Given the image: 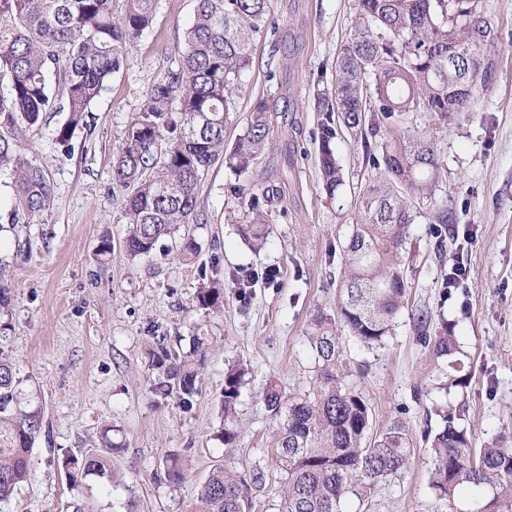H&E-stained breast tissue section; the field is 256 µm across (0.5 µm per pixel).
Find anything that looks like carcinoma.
I'll return each instance as SVG.
<instances>
[{
    "mask_svg": "<svg viewBox=\"0 0 512 512\" xmlns=\"http://www.w3.org/2000/svg\"><path fill=\"white\" fill-rule=\"evenodd\" d=\"M14 23L0 29V173L16 184L15 217L32 220L51 200L44 171L21 154L20 134L40 125L65 102L68 117L55 129V143L71 149L76 131L92 135L91 103L120 71L127 46L151 26L154 0H123L120 16L113 0H0ZM267 0H196L178 69L151 86L130 121L112 163V183L125 191L126 256L135 260L157 243L181 238V258L199 252L192 226L202 224L197 185L203 172L224 164L238 178L249 172L265 148L269 110L256 102L247 127L224 149V124L236 111L243 77L251 65L255 38L268 27ZM355 29L336 59L332 87L320 91L315 108L325 113L319 148L320 174L330 196L343 186L333 147L340 123L354 133L371 120L383 137L364 149L372 182L355 202L358 221L345 247L344 273L336 296V318H317L309 336L317 364L312 392L287 398L272 382L264 398L279 422L274 454L284 473L283 512H344L346 501L365 500L375 483L405 472L413 442L396 420L369 435L370 407L347 382L337 328L360 346L384 344L408 296L405 244L414 222L411 199L434 205L436 219L449 220L447 202L435 198L441 178L437 139L428 130L405 125L409 112H433L443 125L472 111L499 35L488 19L478 32L470 17L482 14L480 0H358ZM455 54L448 55V45ZM58 84L50 83V74ZM249 198L246 241L262 246L268 236L262 203ZM199 308L219 312L224 282L210 278L196 295ZM419 341L427 349L435 388L464 391L470 372L451 323L429 332L428 315L418 314ZM209 352L205 339L192 337L186 352L160 344L151 352L159 370L153 394L176 395L189 411L199 395V378ZM249 374L244 363L224 373V445L239 436L236 408ZM23 378L0 349V502L27 480L35 439L43 426L38 393L22 388ZM440 417L425 431L435 466L431 489L451 504L461 485L486 489L490 496L476 512H512V448L491 446L475 453L472 430L452 404H435ZM123 444L103 432L102 448L71 458L72 484L89 476L112 479V454ZM249 484L234 470L216 466L203 482L192 512H249Z\"/></svg>",
    "mask_w": 512,
    "mask_h": 512,
    "instance_id": "cac0c4a2",
    "label": "carcinoma"
}]
</instances>
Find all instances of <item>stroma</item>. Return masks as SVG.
Returning <instances> with one entry per match:
<instances>
[{
  "mask_svg": "<svg viewBox=\"0 0 512 512\" xmlns=\"http://www.w3.org/2000/svg\"><path fill=\"white\" fill-rule=\"evenodd\" d=\"M501 40L479 104L448 127L430 112H411L408 126L434 131L444 176L436 190L452 218L416 203L407 244L408 298L384 345L367 349L344 338L348 381L366 398L370 432L402 421L414 444L410 469L379 480L366 501L346 512H475L479 491L461 486L454 506L429 487L433 459L424 441L437 427L427 352L418 340V312L432 327L456 324L461 358L471 372L461 403L473 448H512V0H481ZM195 0H155L151 27L126 50L124 65L88 114L91 136L76 134L62 152L54 130L66 112L47 113L27 132L22 153L55 186L33 220L11 222L15 188L0 184V262L11 303L0 309V348L37 389L43 428L30 457V476L0 512H189L200 485L219 464L251 478L250 512H281L284 477L271 454L278 424L267 411L269 383L297 397L308 391L315 360L308 337L316 316L334 315L344 250L357 221L354 202L372 170L359 137L339 128L334 148L345 184L328 197L319 169L323 113L314 93L335 81L336 58L356 20V0H267L273 28L256 39L237 110L224 127L232 146L255 101L269 107V139L250 172L234 177L215 165L201 177L197 203L205 227L195 261L177 256L166 238L146 258L129 261L121 193L112 185L113 152L147 90L176 68ZM242 184L244 194L233 185ZM277 188L267 203V242L253 249L239 234L249 195ZM112 251L99 252L102 236ZM466 268V285L449 288L448 272ZM224 274V307L196 305L204 272ZM277 272L275 280L263 277ZM206 337L209 354L191 411L177 400L154 404L158 372L149 356L156 341L189 349ZM249 373L237 409L242 432L234 445L217 437L230 364ZM111 429L124 450L112 478L87 477L71 487L67 459L97 449ZM180 459L184 478L162 471Z\"/></svg>",
  "mask_w": 512,
  "mask_h": 512,
  "instance_id": "stroma-1",
  "label": "stroma"
}]
</instances>
